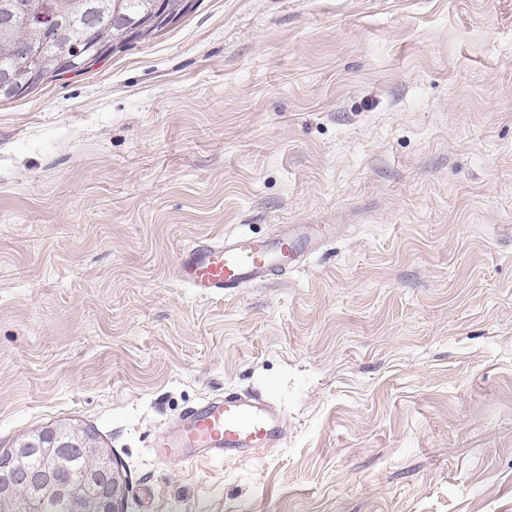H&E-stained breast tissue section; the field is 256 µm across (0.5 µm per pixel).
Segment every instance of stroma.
I'll return each mask as SVG.
<instances>
[{
	"label": "stroma",
	"mask_w": 512,
	"mask_h": 512,
	"mask_svg": "<svg viewBox=\"0 0 512 512\" xmlns=\"http://www.w3.org/2000/svg\"><path fill=\"white\" fill-rule=\"evenodd\" d=\"M332 231L224 297L185 248ZM282 447L160 461L226 392ZM94 431L125 512H512V0H199L0 101V452Z\"/></svg>",
	"instance_id": "35a3bbf8"
}]
</instances>
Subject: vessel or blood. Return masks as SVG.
I'll list each match as a JSON object with an SVG mask.
<instances>
[{
  "label": "vessel or blood",
  "mask_w": 512,
  "mask_h": 512,
  "mask_svg": "<svg viewBox=\"0 0 512 512\" xmlns=\"http://www.w3.org/2000/svg\"><path fill=\"white\" fill-rule=\"evenodd\" d=\"M317 239L306 224L286 226L266 239L227 237L185 249L176 273L198 294L224 295L286 273ZM285 436V417L277 404L253 393H228L187 409L156 448L165 462L213 461L281 447Z\"/></svg>",
  "instance_id": "b4317fda"
}]
</instances>
